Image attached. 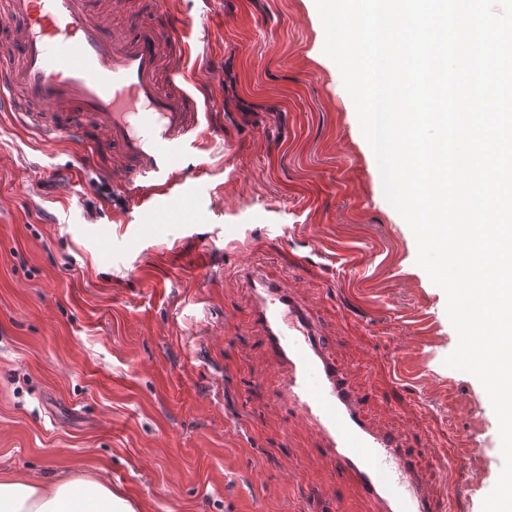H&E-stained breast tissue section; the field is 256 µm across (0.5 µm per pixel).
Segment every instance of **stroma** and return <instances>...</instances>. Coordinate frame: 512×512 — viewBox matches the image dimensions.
I'll list each match as a JSON object with an SVG mask.
<instances>
[{
    "instance_id": "35a3bbf8",
    "label": "stroma",
    "mask_w": 512,
    "mask_h": 512,
    "mask_svg": "<svg viewBox=\"0 0 512 512\" xmlns=\"http://www.w3.org/2000/svg\"><path fill=\"white\" fill-rule=\"evenodd\" d=\"M110 27L150 0H97ZM194 19L185 67L212 92L222 139L192 150L179 205L113 204L72 144L0 114V474L103 477L136 512H368L282 422L280 376L250 316L242 267L291 287L375 426L421 436L418 466L455 512H481L500 474L498 422L471 374L446 366V294L417 265L315 0H172Z\"/></svg>"
}]
</instances>
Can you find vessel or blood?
Masks as SVG:
<instances>
[{
  "label": "vessel or blood",
  "mask_w": 512,
  "mask_h": 512,
  "mask_svg": "<svg viewBox=\"0 0 512 512\" xmlns=\"http://www.w3.org/2000/svg\"><path fill=\"white\" fill-rule=\"evenodd\" d=\"M156 7L155 23L134 19L110 30L96 16V0H9L0 23V39L14 42L20 56L0 61V112L16 110L13 90L21 88L24 108L16 111L42 141L85 148L106 166L113 198L127 201L177 198L187 154L215 135L202 126L201 101L187 87L193 19L165 0ZM243 276L281 375L282 417L313 429L318 455L334 460L337 477L358 484L372 512H445L415 469L407 437L368 421L347 370L288 287L257 267Z\"/></svg>",
  "instance_id": "b4317fda"
}]
</instances>
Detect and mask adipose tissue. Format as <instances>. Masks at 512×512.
<instances>
[{
  "instance_id": "obj_1",
  "label": "adipose tissue",
  "mask_w": 512,
  "mask_h": 512,
  "mask_svg": "<svg viewBox=\"0 0 512 512\" xmlns=\"http://www.w3.org/2000/svg\"><path fill=\"white\" fill-rule=\"evenodd\" d=\"M0 512H135L104 479L77 473L52 484L34 477H0Z\"/></svg>"
}]
</instances>
